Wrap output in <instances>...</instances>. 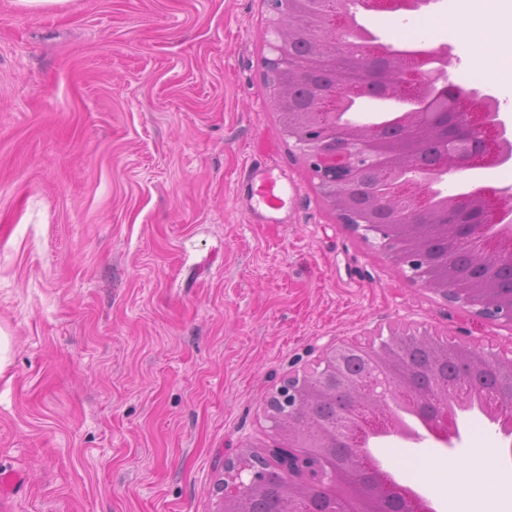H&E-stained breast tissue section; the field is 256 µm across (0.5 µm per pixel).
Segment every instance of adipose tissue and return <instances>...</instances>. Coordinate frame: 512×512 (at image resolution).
Listing matches in <instances>:
<instances>
[{
    "label": "adipose tissue",
    "mask_w": 512,
    "mask_h": 512,
    "mask_svg": "<svg viewBox=\"0 0 512 512\" xmlns=\"http://www.w3.org/2000/svg\"><path fill=\"white\" fill-rule=\"evenodd\" d=\"M442 25L467 54L466 80L495 86L512 99V0H448ZM491 462L486 449L449 461L448 512H512L491 497L482 479Z\"/></svg>",
    "instance_id": "1"
}]
</instances>
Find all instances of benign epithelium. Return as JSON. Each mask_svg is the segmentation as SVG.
<instances>
[{"label": "benign epithelium", "mask_w": 512, "mask_h": 512, "mask_svg": "<svg viewBox=\"0 0 512 512\" xmlns=\"http://www.w3.org/2000/svg\"><path fill=\"white\" fill-rule=\"evenodd\" d=\"M378 10L420 8L426 0H364ZM309 0H268L267 32L272 56L265 61V85L272 102L288 104L285 81L296 72L302 76L329 75L341 79V93L319 100L312 112H297L283 129L300 151L318 181L327 205L340 223L365 238L372 236L387 258L408 268L410 278L445 300L495 326L512 327V284L507 288H485L490 271L472 264L465 271L455 265L452 252L458 245L476 247L493 255L500 266L512 270V194L481 187L468 195L433 192L445 182L450 170L512 163V127L508 126L492 95L479 89L461 91L448 85V50L419 48L406 56L400 72L393 70L396 54L372 38L355 36L344 2H336L329 22L314 26L313 49L303 59L293 58L283 32L288 18L299 14ZM396 94L410 105L403 113L400 137L392 139L380 130L355 132L336 124V112L350 100L372 93ZM459 128L448 135V111ZM431 135L437 146L434 163L416 178L396 180L407 167L406 158L421 146V133ZM376 166L393 183L392 199L409 204L385 224L373 221L372 211L352 207L344 189L356 184L362 171ZM458 212H475V224H454ZM427 345L440 359L453 356L468 369L462 380L424 386L414 406L427 422L435 440L453 447L460 437L454 423L458 387L464 395L479 399L512 433V352L509 354L472 345L461 339L445 341L428 336L389 337L380 343L363 344L340 340L323 352L316 369L288 374L266 400V420L271 444L261 452H248L247 467L231 461L224 469V512H248L251 494L262 488L261 476L272 472L286 484L288 512L296 502L294 493L306 487L335 497L334 512H434L413 492H407L381 471L366 444L376 434L403 437L387 403L401 390L416 391L406 355L417 345ZM357 355L367 360L365 379L345 373V359ZM497 378L494 389L486 388L476 375ZM344 378L343 395L360 396L349 406H337L335 440L324 450L326 435L310 439L293 426V418L327 398V384Z\"/></svg>", "instance_id": "1"}]
</instances>
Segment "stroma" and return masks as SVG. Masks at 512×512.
<instances>
[{
  "label": "stroma",
  "instance_id": "obj_1",
  "mask_svg": "<svg viewBox=\"0 0 512 512\" xmlns=\"http://www.w3.org/2000/svg\"><path fill=\"white\" fill-rule=\"evenodd\" d=\"M359 10L388 50H448L437 19ZM264 0H0V512H218L224 462L269 444L265 397L342 339L408 330L512 349V328L445 302L323 201L263 80ZM282 190L251 211L248 165ZM512 187V166L448 176ZM447 449L371 440L401 485L448 512L445 462L491 449L460 414Z\"/></svg>",
  "mask_w": 512,
  "mask_h": 512
}]
</instances>
